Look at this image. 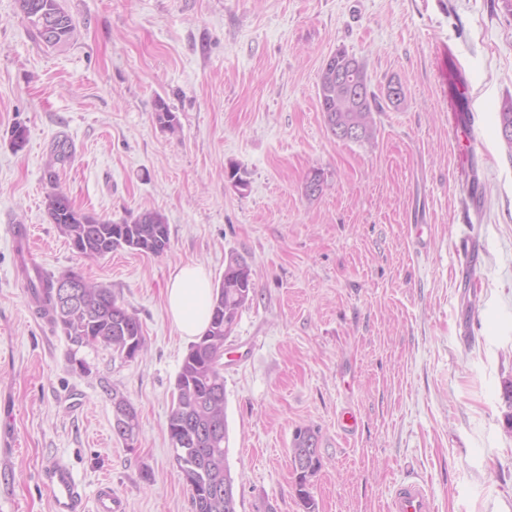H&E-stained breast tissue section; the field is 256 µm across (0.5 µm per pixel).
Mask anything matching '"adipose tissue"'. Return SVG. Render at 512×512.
<instances>
[{"label":"adipose tissue","instance_id":"obj_1","mask_svg":"<svg viewBox=\"0 0 512 512\" xmlns=\"http://www.w3.org/2000/svg\"><path fill=\"white\" fill-rule=\"evenodd\" d=\"M168 313L182 336L201 335L209 325L212 288L206 271L198 265L180 267L166 288Z\"/></svg>","mask_w":512,"mask_h":512}]
</instances>
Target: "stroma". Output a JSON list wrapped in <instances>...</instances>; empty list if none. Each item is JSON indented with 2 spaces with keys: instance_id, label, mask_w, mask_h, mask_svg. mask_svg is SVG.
Returning a JSON list of instances; mask_svg holds the SVG:
<instances>
[{
  "instance_id": "obj_1",
  "label": "stroma",
  "mask_w": 512,
  "mask_h": 512,
  "mask_svg": "<svg viewBox=\"0 0 512 512\" xmlns=\"http://www.w3.org/2000/svg\"><path fill=\"white\" fill-rule=\"evenodd\" d=\"M61 4L76 34L50 48L16 0H0V512H52L40 473L54 458L70 464L86 512L105 482L126 512H192L167 431L190 343L164 289L187 263L219 283L232 254L255 283L224 342L237 512H303L291 464L300 428L318 435L317 512H387L412 481L435 512H512L503 0ZM339 49L365 64L374 142L336 139L320 110L321 68ZM391 83L402 101L388 100ZM160 99L175 129L157 122ZM17 125L28 135L20 151ZM60 139L72 157L54 166ZM55 186L115 222L161 213L169 250L80 257L47 217ZM16 224L44 273L78 272L139 318L135 359L72 348L40 319L17 273ZM468 240L477 253L466 269ZM115 393L138 414L130 447L113 432ZM347 412L356 429L343 428Z\"/></svg>"
}]
</instances>
